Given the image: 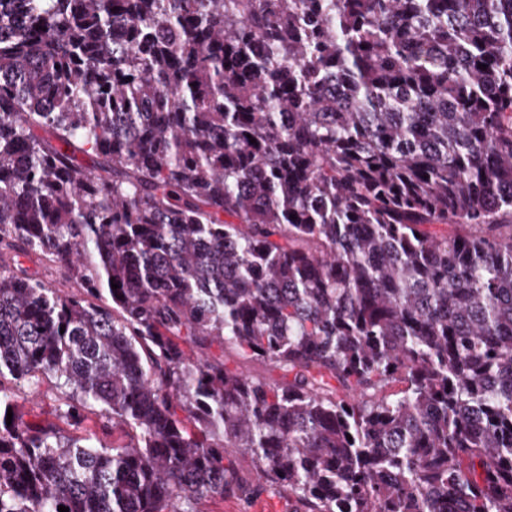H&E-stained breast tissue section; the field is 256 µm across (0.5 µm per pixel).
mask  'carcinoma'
<instances>
[{"label": "carcinoma", "instance_id": "1", "mask_svg": "<svg viewBox=\"0 0 512 512\" xmlns=\"http://www.w3.org/2000/svg\"><path fill=\"white\" fill-rule=\"evenodd\" d=\"M49 377L121 439L25 420ZM232 448L512 512V0H0V512H198ZM20 261L29 273L45 281L52 282L57 288L64 289L71 293L76 292L77 288H75L73 282L66 278L64 269L60 267L59 264L48 262L40 255L34 253H29L21 257ZM224 361L232 370H238L246 374L260 376L269 382L279 381L282 375L280 370L272 369L268 363L259 360L244 359L231 349L224 352Z\"/></svg>", "mask_w": 512, "mask_h": 512}]
</instances>
